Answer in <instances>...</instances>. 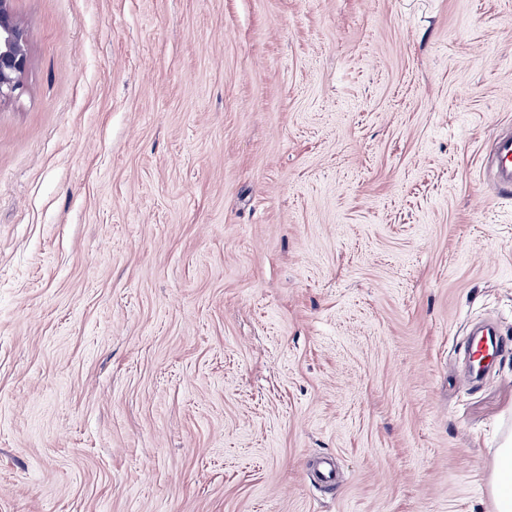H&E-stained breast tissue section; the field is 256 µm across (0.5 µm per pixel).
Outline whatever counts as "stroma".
I'll list each match as a JSON object with an SVG mask.
<instances>
[{"instance_id": "stroma-1", "label": "stroma", "mask_w": 512, "mask_h": 512, "mask_svg": "<svg viewBox=\"0 0 512 512\" xmlns=\"http://www.w3.org/2000/svg\"><path fill=\"white\" fill-rule=\"evenodd\" d=\"M16 12L0 512H493L512 0ZM493 177L497 188L508 185L512 188V137L504 136L495 145ZM470 355V371L464 376V381L470 383L474 378L481 376L485 370L495 362L499 352L503 350L504 345L501 336L494 329H487Z\"/></svg>"}]
</instances>
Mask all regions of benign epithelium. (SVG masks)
<instances>
[{"label": "benign epithelium", "mask_w": 512, "mask_h": 512, "mask_svg": "<svg viewBox=\"0 0 512 512\" xmlns=\"http://www.w3.org/2000/svg\"><path fill=\"white\" fill-rule=\"evenodd\" d=\"M28 31L19 21L15 0H0V103L22 86L29 66Z\"/></svg>", "instance_id": "1"}]
</instances>
